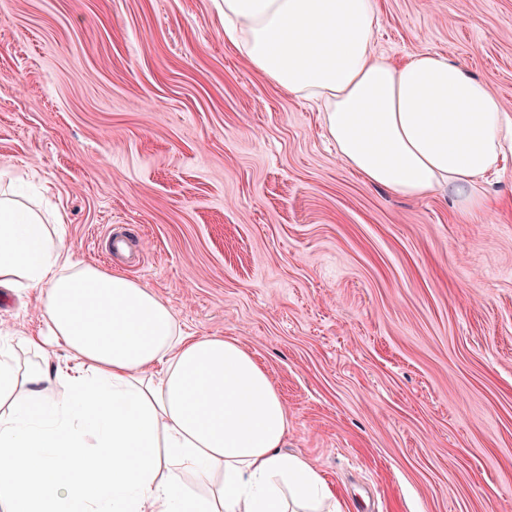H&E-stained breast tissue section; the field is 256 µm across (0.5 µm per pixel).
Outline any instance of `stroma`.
<instances>
[{
  "label": "stroma",
  "instance_id": "obj_1",
  "mask_svg": "<svg viewBox=\"0 0 512 512\" xmlns=\"http://www.w3.org/2000/svg\"><path fill=\"white\" fill-rule=\"evenodd\" d=\"M376 4L392 60L445 53L512 110V0ZM31 181L76 261L256 358L286 453L345 512H512V163L484 211L407 199L345 166L213 0H0V188L31 204ZM0 326L36 334L37 290L0 289Z\"/></svg>",
  "mask_w": 512,
  "mask_h": 512
}]
</instances>
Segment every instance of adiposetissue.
Instances as JSON below:
<instances>
[{
	"label": "adipose tissue",
	"instance_id": "obj_1",
	"mask_svg": "<svg viewBox=\"0 0 512 512\" xmlns=\"http://www.w3.org/2000/svg\"><path fill=\"white\" fill-rule=\"evenodd\" d=\"M224 37L289 94L317 104L345 165L407 198L461 211L512 156V113L459 62L403 61L374 41L376 0H221ZM62 213L0 198V288L41 293L19 369L0 347V512H342L300 454L288 410L232 338L183 335L140 282L74 261ZM61 346L77 366L48 361Z\"/></svg>",
	"mask_w": 512,
	"mask_h": 512
}]
</instances>
